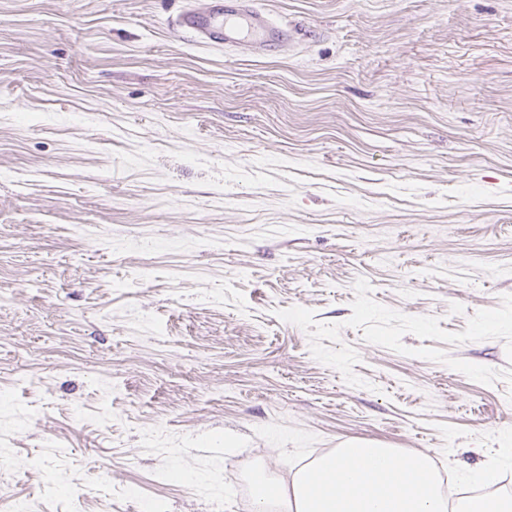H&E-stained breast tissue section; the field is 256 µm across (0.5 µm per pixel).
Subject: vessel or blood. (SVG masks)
Returning a JSON list of instances; mask_svg holds the SVG:
<instances>
[{
  "label": "vessel or blood",
  "instance_id": "b4317fda",
  "mask_svg": "<svg viewBox=\"0 0 512 512\" xmlns=\"http://www.w3.org/2000/svg\"><path fill=\"white\" fill-rule=\"evenodd\" d=\"M177 23L202 41L227 47L249 42L261 50L273 44L283 48L290 42L287 27L271 23L264 13L253 8L251 0H213L208 12L184 11Z\"/></svg>",
  "mask_w": 512,
  "mask_h": 512
}]
</instances>
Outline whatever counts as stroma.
I'll return each mask as SVG.
<instances>
[{
  "mask_svg": "<svg viewBox=\"0 0 512 512\" xmlns=\"http://www.w3.org/2000/svg\"><path fill=\"white\" fill-rule=\"evenodd\" d=\"M0 0V497L253 512L375 441L512 427V0ZM208 12L195 10L182 12L177 19L181 29L190 31L203 42L223 43L234 47L251 41L257 50L277 44L281 49L289 45L288 28L270 22L260 10L253 8L250 0H211Z\"/></svg>",
  "mask_w": 512,
  "mask_h": 512,
  "instance_id": "obj_1",
  "label": "stroma"
}]
</instances>
